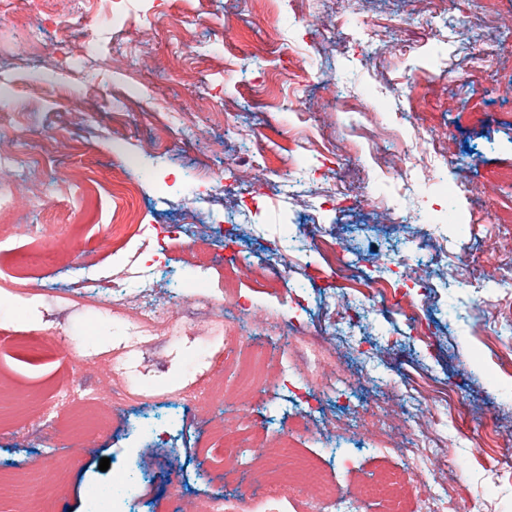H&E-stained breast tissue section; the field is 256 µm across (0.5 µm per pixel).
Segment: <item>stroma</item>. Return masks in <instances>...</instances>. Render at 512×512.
Returning <instances> with one entry per match:
<instances>
[{"mask_svg": "<svg viewBox=\"0 0 512 512\" xmlns=\"http://www.w3.org/2000/svg\"><path fill=\"white\" fill-rule=\"evenodd\" d=\"M129 23L113 24L96 0L105 47L94 72L57 60L54 20L76 0H0V149L36 146L0 167L13 220L27 233L0 244V277L35 256L31 290L0 311V512H24L15 481L55 490V512H87V493L130 468L134 495L117 512H206L235 495L226 463L213 455L221 433L259 437L270 448L288 434L296 408L314 411L316 433L293 455L344 482L350 459L364 482H396L401 512H418L423 475L443 456L448 483L479 512H512V0H470L467 14L431 19L428 0H122ZM201 24H194V17ZM491 52L485 71L473 49ZM49 71L52 83L30 80ZM233 129H226L225 118ZM413 129L441 150L405 188L394 166L400 140L376 165L368 129ZM245 185L235 199L223 180ZM486 226L473 230L470 215ZM215 255L225 238L248 313L246 338L283 355L285 333L335 337L337 312L360 315L332 348L319 378L301 360L285 382L247 401L206 411L186 402L195 360L224 346V324L207 317L195 333L162 335L137 347L105 331L132 255L172 309L192 293L224 298V268L200 273L169 233L185 218ZM445 235L447 252L432 247ZM93 250L101 305L56 299L73 287L76 259ZM411 255L422 285L386 274L388 291L420 292L422 335L404 313H386L385 294L365 284L382 260ZM283 273L280 296L260 286ZM41 339L24 351L15 336ZM91 336L85 370L74 343ZM121 362L144 375L143 398L112 403ZM403 408L398 437L419 439L422 456L383 450L357 412L367 403ZM360 512H379L362 498Z\"/></svg>", "mask_w": 512, "mask_h": 512, "instance_id": "35a3bbf8", "label": "stroma"}]
</instances>
